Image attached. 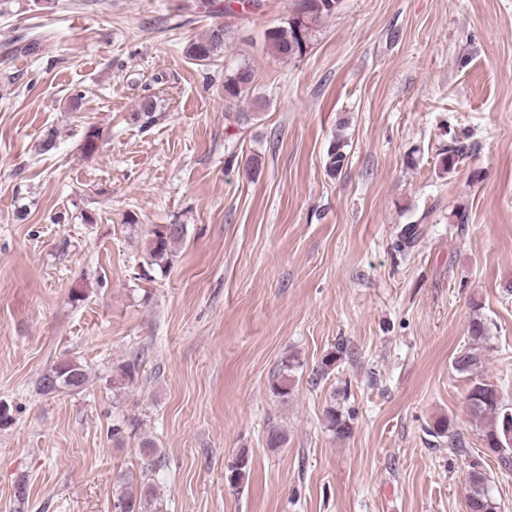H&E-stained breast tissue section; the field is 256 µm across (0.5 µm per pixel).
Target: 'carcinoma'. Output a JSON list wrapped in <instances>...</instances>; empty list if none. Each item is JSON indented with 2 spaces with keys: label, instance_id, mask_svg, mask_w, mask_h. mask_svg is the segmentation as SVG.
<instances>
[{
  "label": "carcinoma",
  "instance_id": "cac0c4a2",
  "mask_svg": "<svg viewBox=\"0 0 512 512\" xmlns=\"http://www.w3.org/2000/svg\"><path fill=\"white\" fill-rule=\"evenodd\" d=\"M340 0H298L295 8L280 22L265 31L267 44L275 53L285 59L300 58L306 54L310 44L321 30L323 21L336 13ZM229 28L224 26L209 28L207 32L190 40L185 48V56L205 66L224 54L227 49ZM253 72L247 66H239L224 75V101L239 102L249 92L253 84ZM101 139L100 130L95 126L86 129L82 150L91 155L96 152ZM468 147L458 138L451 139L448 148L441 153L440 169L451 173L459 161L467 155ZM186 226L183 224H158L151 229L145 266L140 276L147 279L150 272L165 271L173 264L176 245L184 239ZM468 335L470 346L456 354L452 361L453 370L469 381L465 402L470 416L480 425L482 441L487 448H502L497 454L498 462L506 470L512 469V407L504 401L499 387L485 378L482 349L488 339V327L479 309L469 321ZM347 348L337 343L334 350L324 356L318 375L329 374L336 363L346 354ZM299 363L292 358L282 362V368L274 376L272 391L275 396L287 399L294 391V373ZM88 382L86 367L75 358H63L49 370L42 373L36 382L39 394L47 396L66 391H79ZM326 428L338 439L350 437L351 416L331 404L324 410ZM430 436L448 439V447L463 450V442L453 430L446 417L435 420L429 429ZM139 454L146 465L157 463L158 448L147 436L140 438ZM251 460L246 452H241L228 464L224 479L232 489H239L248 478ZM120 488L115 508L120 512H145V504L153 498L152 488L131 472H121L116 477ZM467 512H498V504L491 495L490 480L481 467L470 465L467 475Z\"/></svg>",
  "mask_w": 512,
  "mask_h": 512
}]
</instances>
